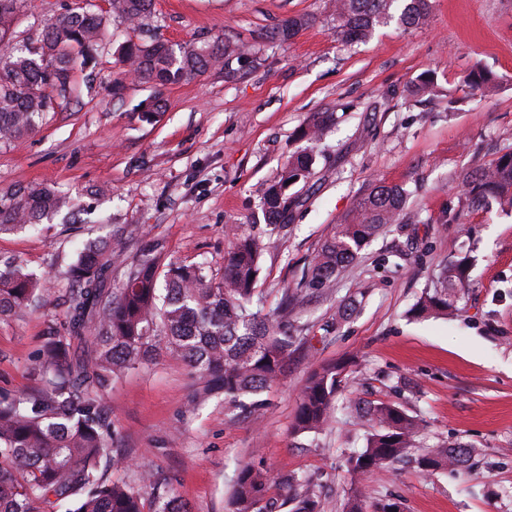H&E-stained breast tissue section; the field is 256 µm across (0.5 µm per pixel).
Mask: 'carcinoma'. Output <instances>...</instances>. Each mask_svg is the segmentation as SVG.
Segmentation results:
<instances>
[{
  "instance_id": "1",
  "label": "carcinoma",
  "mask_w": 512,
  "mask_h": 512,
  "mask_svg": "<svg viewBox=\"0 0 512 512\" xmlns=\"http://www.w3.org/2000/svg\"><path fill=\"white\" fill-rule=\"evenodd\" d=\"M104 14L76 7L48 22L37 39L23 48L13 44V29L28 0H0V140L33 135L46 116L68 103L75 93L76 66H88L92 51L118 19L146 33L140 43L119 49V62L139 79L179 83L210 69L226 67L244 53L237 45L214 41L203 45H171L155 28L144 27L154 0H108ZM430 0H336V37L348 44L370 36L392 20L405 28L419 25ZM308 19L291 17L268 32L271 41L293 38ZM494 81L483 69L467 78L473 90ZM334 113L320 112L301 130L312 144L334 123ZM314 155L294 154L279 179L260 190L267 237L252 224L225 225L224 276L197 263L165 262L148 253L125 263L121 239L109 235L76 251L68 280L73 283L65 304L67 335L45 338L33 375L39 389L22 398L0 396V512H54L69 502L67 512H143L138 491L106 476L102 465L109 426L100 398L112 383L149 361L159 345L180 358L204 381V395L224 396L225 409L257 421L265 403L259 395L271 388L288 366L300 338L290 334L300 319L306 297L286 291L276 312L264 311L257 289L261 260L274 236L288 226L296 198L288 195L311 175ZM461 209L447 211L428 223L456 222L461 211L496 202L512 212V153L463 180ZM408 199L397 185L378 184L362 195L335 231L322 243L306 273L308 287L330 293L336 274L352 264L377 236L399 223ZM74 201L48 187L0 193V232L34 227L48 215L71 210ZM124 266L120 287H112V265ZM471 263L468 257L445 261L411 308L415 317L456 316L461 312ZM45 281L20 263L0 258V317L30 305ZM341 371L334 365L313 371L300 393L294 435L318 434L334 421ZM372 429L365 445L346 457L351 484L360 487L377 471L417 450L415 462L424 475L463 469L470 450L442 442L416 445L420 420L400 406H368ZM291 512H317L313 484L299 480ZM266 476L242 468L234 490V512H266Z\"/></svg>"
}]
</instances>
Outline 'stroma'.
I'll return each instance as SVG.
<instances>
[{
    "instance_id": "obj_1",
    "label": "stroma",
    "mask_w": 512,
    "mask_h": 512,
    "mask_svg": "<svg viewBox=\"0 0 512 512\" xmlns=\"http://www.w3.org/2000/svg\"><path fill=\"white\" fill-rule=\"evenodd\" d=\"M335 0H154L147 20L174 43L221 40L251 50L234 78L213 69L177 84L124 74L119 47L139 31L113 22L112 39L77 70V92L33 135L0 141V190L47 186L78 211L52 223L0 234L13 257L48 286L37 302L0 319V393L22 397L39 383L32 370L48 332L66 333L64 272L83 243L119 230L127 260L153 248L163 259L224 271V227L263 224L256 189L277 179L288 157L307 148L297 132L315 113L335 123L313 174L291 186L303 204L262 258L268 305L297 290L324 239L372 184L410 194L401 224L379 236L336 278L332 294L310 292L292 333L300 342L281 380L265 392L261 422L230 419L222 400L196 401L201 381L180 359H157L117 380L100 403L112 438L107 474L138 490L144 512L175 493L189 512H232L235 477L249 466L267 477L270 512H291L292 476L311 479L321 512H343L351 495L345 455L370 429L349 400L394 402L422 419L420 446L473 450L472 469L422 475L414 464L379 471L361 489L366 512L396 498L403 512H512V215L497 207L463 212L464 175L512 151V0H431L424 24L376 28L345 45L334 34ZM79 4L29 0L16 43ZM310 25L285 43L265 38L291 17ZM496 77L483 97L466 82L476 67ZM433 75L432 92L411 89ZM122 79L120 94L109 83ZM107 195H96L97 187ZM470 251L474 261L463 313L413 319L409 309L431 269ZM400 262H393V254ZM362 290L355 313L341 304ZM345 364L333 424L294 436L301 388L325 363ZM154 472L157 486L142 485Z\"/></svg>"
}]
</instances>
